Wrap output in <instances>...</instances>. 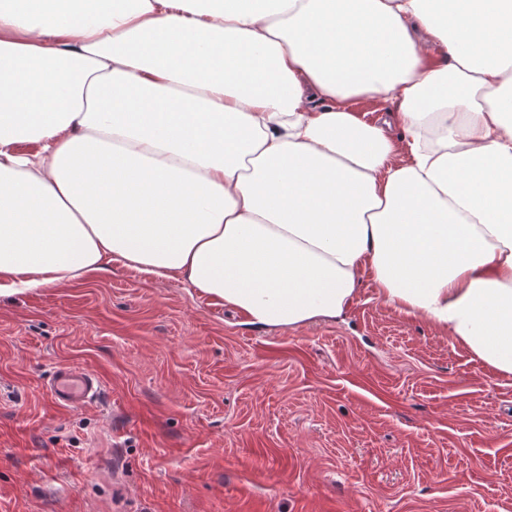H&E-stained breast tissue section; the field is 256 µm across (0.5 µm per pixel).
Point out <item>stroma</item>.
<instances>
[{
  "mask_svg": "<svg viewBox=\"0 0 512 512\" xmlns=\"http://www.w3.org/2000/svg\"><path fill=\"white\" fill-rule=\"evenodd\" d=\"M62 366L99 395L59 406ZM0 512H512V378L367 275L258 327L110 262L0 297Z\"/></svg>",
  "mask_w": 512,
  "mask_h": 512,
  "instance_id": "1",
  "label": "stroma"
}]
</instances>
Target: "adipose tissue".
Instances as JSON below:
<instances>
[{
    "mask_svg": "<svg viewBox=\"0 0 512 512\" xmlns=\"http://www.w3.org/2000/svg\"><path fill=\"white\" fill-rule=\"evenodd\" d=\"M108 262L512 376V0H0V296Z\"/></svg>",
    "mask_w": 512,
    "mask_h": 512,
    "instance_id": "obj_1",
    "label": "adipose tissue"
}]
</instances>
